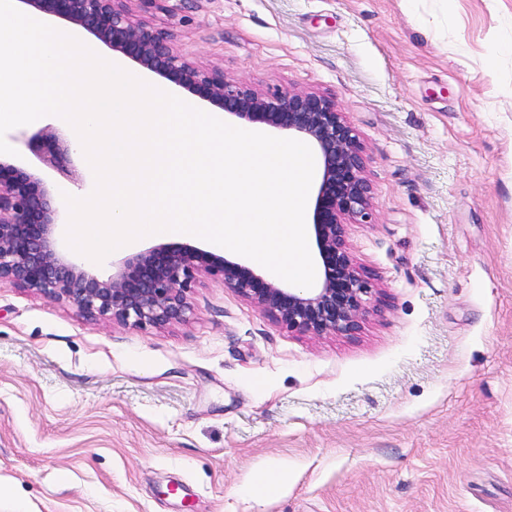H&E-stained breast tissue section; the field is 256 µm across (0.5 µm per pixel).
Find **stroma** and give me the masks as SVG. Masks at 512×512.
<instances>
[{
  "label": "stroma",
  "mask_w": 512,
  "mask_h": 512,
  "mask_svg": "<svg viewBox=\"0 0 512 512\" xmlns=\"http://www.w3.org/2000/svg\"><path fill=\"white\" fill-rule=\"evenodd\" d=\"M179 53L333 97L364 146L352 336L232 289L181 323L0 283V512H512V0H168ZM222 246L146 237L151 248Z\"/></svg>",
  "instance_id": "stroma-1"
}]
</instances>
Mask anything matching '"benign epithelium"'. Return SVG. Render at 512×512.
Listing matches in <instances>:
<instances>
[{"instance_id":"obj_1","label":"benign epithelium","mask_w":512,"mask_h":512,"mask_svg":"<svg viewBox=\"0 0 512 512\" xmlns=\"http://www.w3.org/2000/svg\"><path fill=\"white\" fill-rule=\"evenodd\" d=\"M141 10H165L166 0H15L19 10L74 26L111 52L208 102L225 115L260 123L306 143L319 167L312 235L323 273L310 288L255 273L240 261L199 248L163 253L148 249L126 256L107 280L86 261L59 249L63 198L41 173L76 179L68 157L80 148L64 131L46 126L25 136L35 163L0 160V282L75 305L90 316L123 326L163 328L190 309L187 291L212 281L235 291L277 325L304 336L351 335L372 292L346 242V227L369 224L373 191L364 174V146L338 110L318 91H265L203 70L181 56L173 33L139 18Z\"/></svg>"}]
</instances>
